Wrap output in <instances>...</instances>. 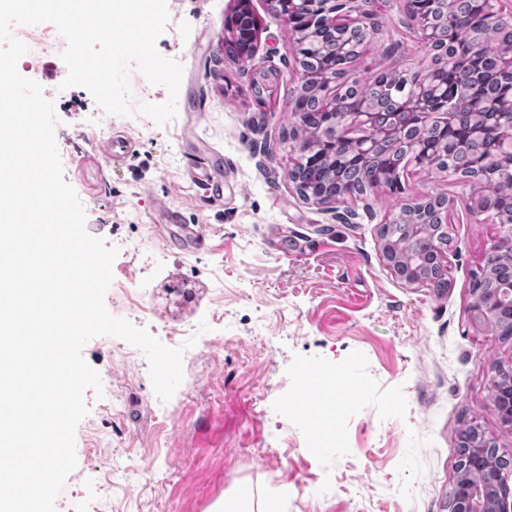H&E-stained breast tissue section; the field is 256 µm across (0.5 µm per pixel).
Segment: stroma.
Wrapping results in <instances>:
<instances>
[{"instance_id":"35a3bbf8","label":"stroma","mask_w":512,"mask_h":512,"mask_svg":"<svg viewBox=\"0 0 512 512\" xmlns=\"http://www.w3.org/2000/svg\"><path fill=\"white\" fill-rule=\"evenodd\" d=\"M167 6L157 49L181 63L183 77L178 114L163 126L140 107L165 102L168 91L133 66L132 116L101 128L105 113L91 94L60 87L67 42L57 28L11 27L27 47L20 73L54 104L63 177L86 228L119 249L113 275L130 291L108 289V312L161 340L183 324L209 326L185 353L164 415L139 349L112 336L84 346L102 390L86 392L76 434L95 437L99 451L77 452L55 512H216L242 488L253 512H449L460 434L470 427L505 460L512 488V428L491 407L493 380L512 370V338L478 321L470 288L500 224L472 214L470 184L412 164L405 194L305 201L288 179L289 104L303 73L291 29L267 0H249L260 33L255 52L239 54L228 49L239 0ZM431 57L406 0H389L350 74L367 85ZM122 133L137 145L115 168L104 147ZM211 150L224 156L219 198L189 176ZM434 196L450 211L443 291L397 278L379 237L404 200ZM160 200L200 225L204 248L169 249L168 225L154 222ZM116 386L125 398L117 412Z\"/></svg>"}]
</instances>
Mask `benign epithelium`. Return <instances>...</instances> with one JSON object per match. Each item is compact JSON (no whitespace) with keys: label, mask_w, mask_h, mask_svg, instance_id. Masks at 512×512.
I'll return each instance as SVG.
<instances>
[{"label":"benign epithelium","mask_w":512,"mask_h":512,"mask_svg":"<svg viewBox=\"0 0 512 512\" xmlns=\"http://www.w3.org/2000/svg\"><path fill=\"white\" fill-rule=\"evenodd\" d=\"M271 9L282 17L287 26H292L294 14L303 13L316 23L326 18L333 29H339L343 40L334 44L330 52L342 50L344 40L354 37L362 31L375 29L377 0H288L282 5L281 0H268ZM422 40L434 52L438 47L450 41L456 27L452 17H443L439 21L419 23ZM426 92V77L418 75L414 81L410 95L405 99L404 109L407 112L418 113L423 123H448L454 120L452 112H432L424 108L422 98ZM358 120L352 122V128H372L375 135L350 136L345 130H339L329 138L333 151H342L349 143L357 145V154L366 156L381 140L392 144V149L406 151L415 155L421 151L422 143L410 140L400 128L383 122L379 112H360ZM499 224L508 227L506 233L500 235L491 247L487 265L511 274L509 282L499 289V292L488 295L476 301L475 309L478 319L493 327L495 321L509 326L512 324V223L501 220ZM492 405L502 422L512 427V377L501 376L494 383ZM456 494L466 512H512L508 508V487L504 481L500 459L495 451L485 444H471L469 452L468 474L459 477L456 484Z\"/></svg>","instance_id":"benign-epithelium-1"}]
</instances>
